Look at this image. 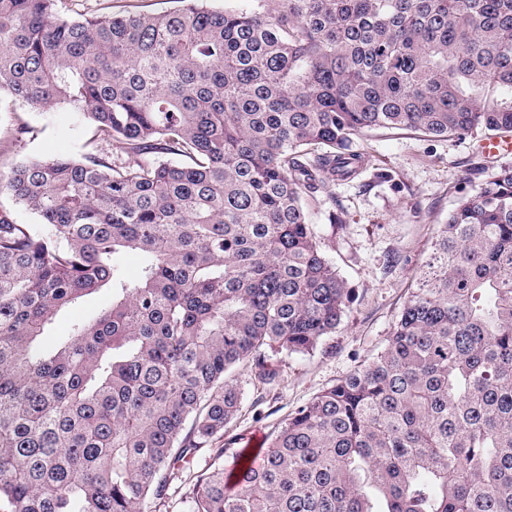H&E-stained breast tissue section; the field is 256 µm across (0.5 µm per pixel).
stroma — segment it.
Here are the masks:
<instances>
[{"mask_svg": "<svg viewBox=\"0 0 512 512\" xmlns=\"http://www.w3.org/2000/svg\"><path fill=\"white\" fill-rule=\"evenodd\" d=\"M175 0H58L61 13H159ZM32 132L21 146L7 148L16 120ZM88 122L52 108L32 111L0 99V169L23 158L78 155L86 150ZM358 145L366 156L359 175L337 181L309 203L310 219L324 253L353 290V301L335 333L307 355L269 352L277 373L272 385L254 381L249 366L228 375L242 392L240 411L224 435L200 448L193 469L180 473L157 512H183L182 495L197 468L230 461L231 451L260 447L267 435L324 388L371 361L387 344L399 313L428 259L436 230L473 183L490 180L512 153L488 161L478 140L437 138L410 129L370 131ZM341 222L331 225L330 214Z\"/></svg>", "mask_w": 512, "mask_h": 512, "instance_id": "stroma-1", "label": "stroma"}]
</instances>
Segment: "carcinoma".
Wrapping results in <instances>:
<instances>
[{"instance_id":"carcinoma-1","label":"carcinoma","mask_w":512,"mask_h":512,"mask_svg":"<svg viewBox=\"0 0 512 512\" xmlns=\"http://www.w3.org/2000/svg\"><path fill=\"white\" fill-rule=\"evenodd\" d=\"M56 2L0 0V97L65 106L95 144L0 172L46 226L0 204V502L147 512L238 413L227 372L270 385L267 350L309 353L340 324L352 289L305 201L364 165L356 140L512 131V0ZM431 248L385 348L266 447L200 470L187 512H512V165ZM57 4L59 11L68 16L84 12L159 13L179 5L175 0H58ZM111 299L112 293L107 288L83 298L74 306L62 312L57 321L49 329L48 340H51L55 336L65 334L70 321L94 316L101 308L106 306Z\"/></svg>"}]
</instances>
